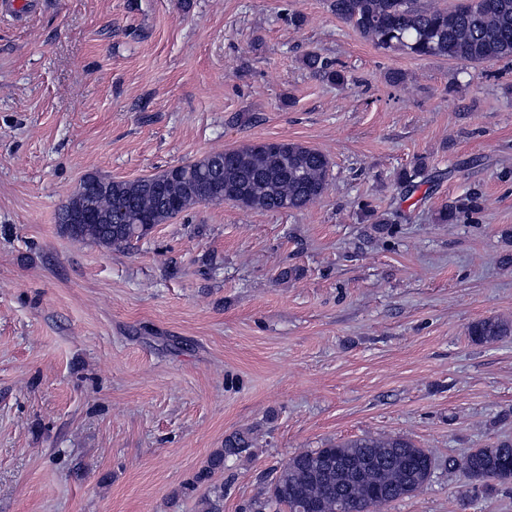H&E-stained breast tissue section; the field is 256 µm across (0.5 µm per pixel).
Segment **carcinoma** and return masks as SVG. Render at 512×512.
Segmentation results:
<instances>
[{
    "instance_id": "carcinoma-1",
    "label": "carcinoma",
    "mask_w": 512,
    "mask_h": 512,
    "mask_svg": "<svg viewBox=\"0 0 512 512\" xmlns=\"http://www.w3.org/2000/svg\"><path fill=\"white\" fill-rule=\"evenodd\" d=\"M336 17L351 24L375 46L423 58H446L472 68L512 60V0L473 4L460 0L451 8H423L417 0H331ZM306 69L333 84H343L342 69L318 54L303 59ZM330 161L321 151L298 142L247 143L172 166L135 180L87 175L86 195L69 196L61 209L81 203L99 223L78 226L70 238L124 249L209 198L249 211H301L328 190ZM428 168L417 159L397 175V187L407 197L419 187L416 179ZM467 334L475 344H494L512 335V322L496 316L471 323ZM250 430L224 439L197 473L189 489L210 480L230 457L255 447ZM431 454L400 435H366L354 440L307 449L290 457L271 484L249 502V512H336V499H347L354 512H375L405 497L404 485L416 491L426 480L417 476L433 468ZM448 467L460 471L476 492L492 482H512V441L500 440L476 448ZM224 486H212L200 501L202 512H221Z\"/></svg>"
}]
</instances>
